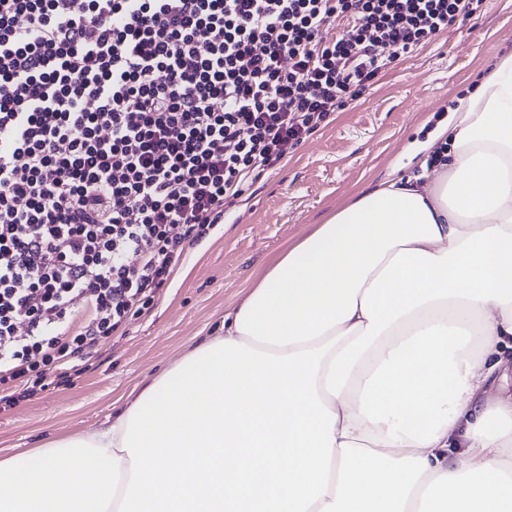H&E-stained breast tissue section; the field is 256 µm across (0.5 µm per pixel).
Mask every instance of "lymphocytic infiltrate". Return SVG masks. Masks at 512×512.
I'll return each instance as SVG.
<instances>
[{
	"label": "lymphocytic infiltrate",
	"instance_id": "f902f5d3",
	"mask_svg": "<svg viewBox=\"0 0 512 512\" xmlns=\"http://www.w3.org/2000/svg\"><path fill=\"white\" fill-rule=\"evenodd\" d=\"M476 11L474 0H0V399L16 404L31 378L92 358L226 205ZM342 16L352 26L336 39Z\"/></svg>",
	"mask_w": 512,
	"mask_h": 512
}]
</instances>
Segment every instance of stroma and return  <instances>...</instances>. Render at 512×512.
Listing matches in <instances>:
<instances>
[{
  "label": "stroma",
  "mask_w": 512,
  "mask_h": 512,
  "mask_svg": "<svg viewBox=\"0 0 512 512\" xmlns=\"http://www.w3.org/2000/svg\"><path fill=\"white\" fill-rule=\"evenodd\" d=\"M512 50V0L476 14L398 61L224 211L170 282L89 360L48 374L14 406L0 402V457H28L50 440L93 431L145 380L162 374L221 324L252 272L366 185L415 175L437 128L473 93L496 53Z\"/></svg>",
  "instance_id": "stroma-1"
}]
</instances>
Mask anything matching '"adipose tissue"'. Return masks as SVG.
I'll list each match as a JSON object with an SVG mask.
<instances>
[{
	"instance_id": "obj_1",
	"label": "adipose tissue",
	"mask_w": 512,
	"mask_h": 512,
	"mask_svg": "<svg viewBox=\"0 0 512 512\" xmlns=\"http://www.w3.org/2000/svg\"><path fill=\"white\" fill-rule=\"evenodd\" d=\"M439 134L96 430L0 458V512H512V51Z\"/></svg>"
}]
</instances>
